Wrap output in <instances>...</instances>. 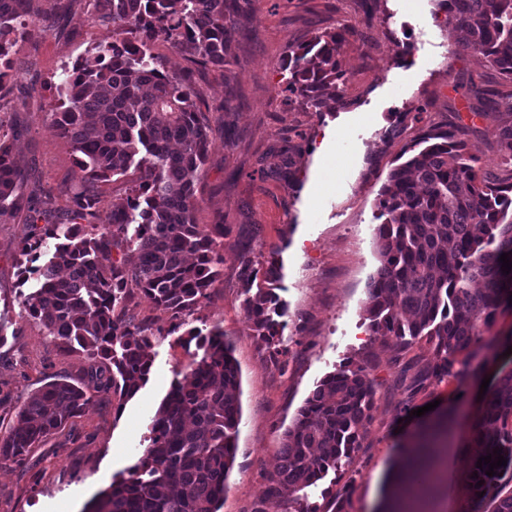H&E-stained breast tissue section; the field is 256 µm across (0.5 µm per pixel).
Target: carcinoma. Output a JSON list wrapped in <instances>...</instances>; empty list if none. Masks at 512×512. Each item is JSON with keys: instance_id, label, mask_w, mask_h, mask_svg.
I'll return each mask as SVG.
<instances>
[{"instance_id": "carcinoma-1", "label": "carcinoma", "mask_w": 512, "mask_h": 512, "mask_svg": "<svg viewBox=\"0 0 512 512\" xmlns=\"http://www.w3.org/2000/svg\"><path fill=\"white\" fill-rule=\"evenodd\" d=\"M446 21L463 34L460 46L480 55L502 85H512V0H439ZM95 18L112 23V41L98 44L61 69V104L51 113L59 134L78 154L79 184L65 216L55 219L52 198L25 194L28 173L14 161L10 132L0 125V221L24 213L29 235L15 260L20 284L35 279L19 304L63 350H79L102 394L116 411L148 380L154 333L123 319L134 293L175 320L169 333L190 324L220 277L228 224H197L198 183L213 129L184 78L162 70L148 43L163 35L204 66L229 67L231 42L248 19L240 0H95ZM36 0H0V59L18 41L17 22L35 23ZM355 29L343 25L288 51L280 61L288 92L321 114L347 105V76L339 56ZM465 97L485 100L507 120L498 151L512 165V90L475 81ZM470 126L421 128L390 171L378 199L375 244L381 265L369 283L366 319L371 336L393 343L392 365L405 388L402 413L429 388L470 377L474 346L490 335L498 315L512 312V182L483 170L466 152ZM141 172L125 201L100 208L96 184ZM243 245L240 280L246 317L279 366L287 306L270 287L279 276L269 263L264 279ZM120 258H113V254ZM193 360L175 379L150 424L149 441L127 476L87 503L88 512H219L237 452L240 375L232 344L217 324L191 327ZM425 340L433 360H403ZM96 402L81 384L63 378L42 385L0 426V468H24L31 449ZM374 405L366 367L343 366L311 391L284 432L277 464L252 512L269 498L285 512H317L308 492L364 447ZM470 470L484 512H512V369L496 377L473 426ZM501 450L507 465L485 474L479 458Z\"/></svg>"}]
</instances>
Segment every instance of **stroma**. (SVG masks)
Masks as SVG:
<instances>
[{"label":"stroma","instance_id":"35a3bbf8","mask_svg":"<svg viewBox=\"0 0 512 512\" xmlns=\"http://www.w3.org/2000/svg\"><path fill=\"white\" fill-rule=\"evenodd\" d=\"M250 4L252 18L231 45L230 67L200 66L163 39L150 46L165 70L190 77L197 105L214 129L195 221L232 227L224 240L221 276L194 314L199 323L221 326L241 375L238 451L220 512H251L266 488L283 433L309 391L340 366L368 359L375 362L369 371L375 397L366 446L335 477L322 481L309 498L312 506L328 512L331 499L345 495L349 512H374L398 461L396 444L452 407L453 436L438 481L412 485L405 495L419 512H475L468 460L479 380L430 389L415 401L424 415L398 417L403 394L387 364L391 351L368 334L364 306L380 265L378 193L422 124L473 122L470 154L498 178L512 177L497 152L501 117L492 112L472 117L456 91L462 82L494 85L499 78L482 57L456 52L459 35L446 25L438 0H379L373 26L339 56L347 74V107L319 114L287 91L278 64L316 33L359 25V0ZM38 5V28L9 56L12 68L0 83V110L16 123L17 159L61 212L69 206L79 169L71 145L52 123L60 104L53 83L62 66L111 41L112 27L93 18L94 0H73L60 22L54 19L57 0ZM417 111L421 122L400 121V113ZM228 127L234 131L229 143ZM27 232L20 215L0 223V313L20 327L19 335L0 347V405L7 409L56 376L84 378L88 367L83 354L60 350L38 324L21 317L14 257ZM248 237L254 240V261L275 258L282 265L275 288L288 303V316L277 367L243 308L239 243ZM121 315L158 331L147 382L122 412L104 400L32 449L31 473L0 468V512H82L142 455L149 423L192 350L182 336L168 333V313L142 296H134Z\"/></svg>","mask_w":512,"mask_h":512}]
</instances>
